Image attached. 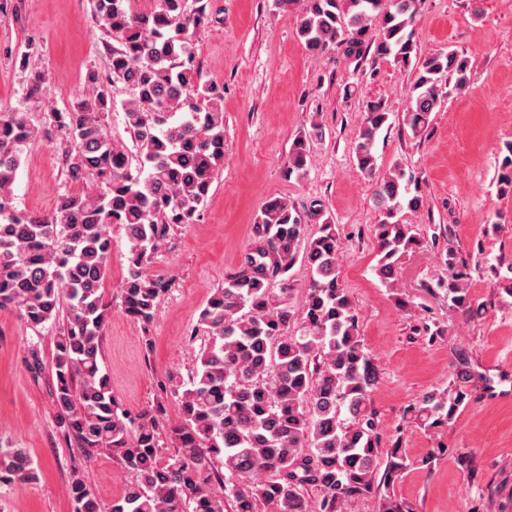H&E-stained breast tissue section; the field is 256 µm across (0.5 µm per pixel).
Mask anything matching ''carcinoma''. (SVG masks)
<instances>
[{
	"mask_svg": "<svg viewBox=\"0 0 512 512\" xmlns=\"http://www.w3.org/2000/svg\"><path fill=\"white\" fill-rule=\"evenodd\" d=\"M94 15L118 44L107 47L108 76L89 73L88 97L68 112L47 114V123L70 140L65 159L72 182L89 181L86 192L65 193L46 218L17 212L10 187L19 151L34 135L24 114L0 113V310H16L35 328L59 319L51 366L57 432L84 451L120 462L129 480L109 512H352L379 496L378 512H406L380 486L407 468L394 448L382 484L376 474L380 433L370 393L377 372L359 335V313L340 283L333 218L318 208L302 214L288 200L267 199L251 225V243L239 269L227 275L200 311L196 330L209 344L179 392V417L167 427L175 448L160 457L164 404L131 414L121 409L102 372V338L111 305L101 292L109 268L112 225L130 242L128 274L121 285L122 310L144 328L152 324L166 282L147 271L173 226L192 224L206 204L214 173L224 162V87L201 81L188 42L204 22L205 6L188 0H156L147 12L130 0H92ZM298 15L297 34L313 58L331 50L358 58H390L414 64L406 123L427 130L442 104V77L454 88L468 83V62L454 51L418 54L413 40L418 0H274ZM379 24L375 39L368 36ZM131 90L124 103L136 150L108 137L103 114L112 106L110 86ZM383 101H369L354 142L358 169L369 178L378 168L375 143L389 125ZM323 127L296 137L288 173L307 172L313 141ZM502 191H512V144L499 166ZM373 199L380 212L373 225L375 274L395 283L401 255L425 238L400 219L424 205L421 182L398 165L377 177ZM320 223L308 235V221ZM309 272L301 306L292 304L291 270ZM447 289L451 307L471 311L468 284L448 246ZM280 281L274 291L272 283ZM484 377L467 368L444 389L428 391L410 408L425 430L447 426L472 399L468 384ZM37 479L24 448L0 446V484ZM318 492L311 505L307 488ZM69 495L74 512H101L82 475L73 473Z\"/></svg>",
	"mask_w": 512,
	"mask_h": 512,
	"instance_id": "1",
	"label": "carcinoma"
}]
</instances>
